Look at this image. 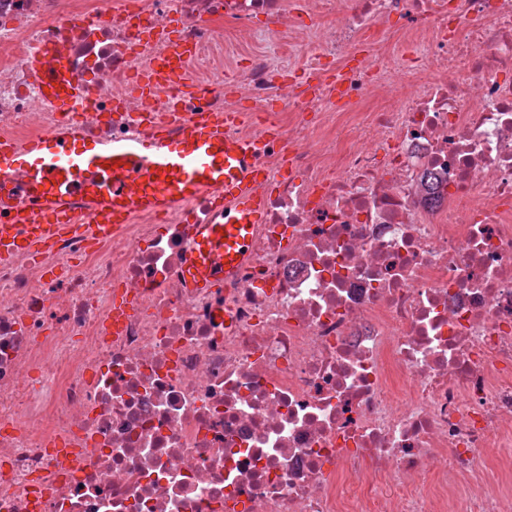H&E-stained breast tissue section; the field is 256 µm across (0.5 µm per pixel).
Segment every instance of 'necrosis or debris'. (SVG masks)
<instances>
[{
  "label": "necrosis or debris",
  "mask_w": 512,
  "mask_h": 512,
  "mask_svg": "<svg viewBox=\"0 0 512 512\" xmlns=\"http://www.w3.org/2000/svg\"><path fill=\"white\" fill-rule=\"evenodd\" d=\"M305 5L322 26L291 0H0V138L129 133L136 70L179 43L191 91L155 108L246 101L234 135L273 132L232 280L183 286L209 195L0 265V512H512V0ZM395 15L428 48L411 97L371 39ZM53 47L92 109L29 83Z\"/></svg>",
  "instance_id": "necrosis-or-debris-1"
}]
</instances>
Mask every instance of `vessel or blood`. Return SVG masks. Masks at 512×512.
Listing matches in <instances>:
<instances>
[{"instance_id": "obj_1", "label": "vessel or blood", "mask_w": 512, "mask_h": 512, "mask_svg": "<svg viewBox=\"0 0 512 512\" xmlns=\"http://www.w3.org/2000/svg\"><path fill=\"white\" fill-rule=\"evenodd\" d=\"M190 59L180 50L175 64L153 67L135 77L134 89L148 96L157 82L180 83ZM30 75L46 90L57 111L89 107L88 90L74 82L60 51H37ZM238 113L203 111L171 134L154 111H146L142 132L108 142L89 135L76 122L64 134L29 140L24 146L0 141V263L16 252L39 255L65 234H107L142 211L164 212L213 193L224 196L234 214L221 224H197L185 266L189 287L208 288L229 276L248 248L253 225L261 223L263 203L253 158L266 139L231 135ZM25 168L28 207L13 203L12 173ZM80 197L93 227L72 221L71 202Z\"/></svg>"}]
</instances>
